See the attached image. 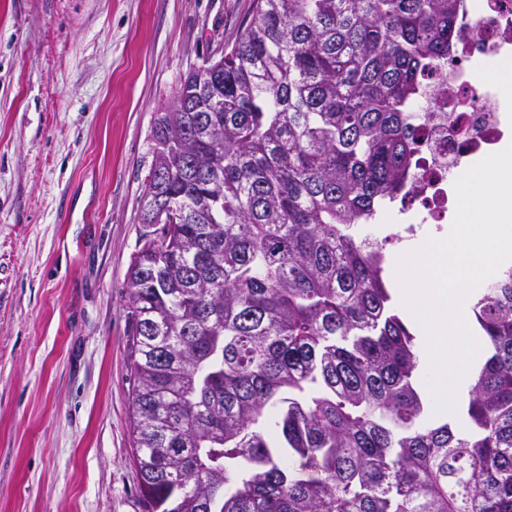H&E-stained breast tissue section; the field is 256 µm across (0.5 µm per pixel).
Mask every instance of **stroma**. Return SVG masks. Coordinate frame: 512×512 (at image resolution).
Masks as SVG:
<instances>
[{"label":"stroma","mask_w":512,"mask_h":512,"mask_svg":"<svg viewBox=\"0 0 512 512\" xmlns=\"http://www.w3.org/2000/svg\"><path fill=\"white\" fill-rule=\"evenodd\" d=\"M253 0H0V512H145L127 270L157 113Z\"/></svg>","instance_id":"stroma-1"}]
</instances>
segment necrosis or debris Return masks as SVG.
I'll return each mask as SVG.
<instances>
[{
    "mask_svg": "<svg viewBox=\"0 0 512 512\" xmlns=\"http://www.w3.org/2000/svg\"><path fill=\"white\" fill-rule=\"evenodd\" d=\"M511 53L512 0H463L451 58L423 74L411 107L418 151L395 203L401 240L418 238L425 225L447 223L456 212L452 182L512 133V110L494 81Z\"/></svg>",
    "mask_w": 512,
    "mask_h": 512,
    "instance_id": "4bbe7bcc",
    "label": "necrosis or debris"
}]
</instances>
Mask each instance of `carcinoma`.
<instances>
[{
	"mask_svg": "<svg viewBox=\"0 0 512 512\" xmlns=\"http://www.w3.org/2000/svg\"><path fill=\"white\" fill-rule=\"evenodd\" d=\"M458 0H255L154 120L128 269L148 512H512V266L465 423L425 422L382 239ZM298 456L309 470L290 466Z\"/></svg>",
	"mask_w": 512,
	"mask_h": 512,
	"instance_id": "1",
	"label": "carcinoma"
}]
</instances>
